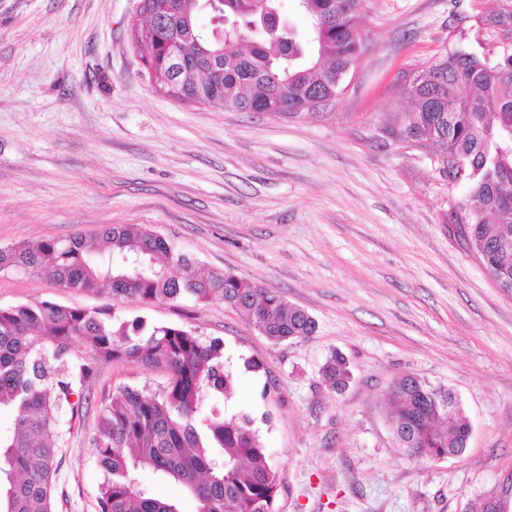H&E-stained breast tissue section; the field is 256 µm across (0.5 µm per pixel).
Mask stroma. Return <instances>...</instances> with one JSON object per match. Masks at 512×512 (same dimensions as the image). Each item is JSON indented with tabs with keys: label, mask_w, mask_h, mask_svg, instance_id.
Instances as JSON below:
<instances>
[{
	"label": "stroma",
	"mask_w": 512,
	"mask_h": 512,
	"mask_svg": "<svg viewBox=\"0 0 512 512\" xmlns=\"http://www.w3.org/2000/svg\"><path fill=\"white\" fill-rule=\"evenodd\" d=\"M501 4L361 0L360 55L336 105L288 119L158 93L129 37L140 0H0V247L138 225L199 273L278 292L317 330L275 344L218 300L144 304L11 271L0 307L49 299L222 340L233 404L280 476L276 512H479L491 490L512 512V296L443 222L466 183L373 138L410 107L401 72L455 50L502 55L479 25ZM335 353L351 371L340 391L321 378ZM406 375L454 393L472 427L460 456L401 448L387 392ZM163 382L98 366L59 450L53 512H98L99 411L119 385Z\"/></svg>",
	"instance_id": "obj_1"
}]
</instances>
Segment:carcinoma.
<instances>
[{
    "label": "carcinoma",
    "instance_id": "obj_1",
    "mask_svg": "<svg viewBox=\"0 0 512 512\" xmlns=\"http://www.w3.org/2000/svg\"><path fill=\"white\" fill-rule=\"evenodd\" d=\"M308 21L300 35L281 23L263 24L252 0H177L161 9L150 32L132 33L140 59L159 74L174 73L178 89L194 97L208 88L207 105L269 112L285 118L316 113V101L340 94L360 52L359 0H295ZM226 17L222 32L250 35L247 49L226 46L198 15ZM177 40L192 61L174 70L167 45ZM224 49V63L205 53ZM405 115L380 124L383 143L435 147L463 166L469 199L447 216L462 225L467 250L488 262L512 290V53L492 61L470 52L445 54L413 70L402 85ZM51 285L89 290L102 283L143 302L221 300L244 313L274 343L311 335L314 318L275 291L231 271L201 275L173 242L152 230L105 226L91 245L81 237L0 248V272ZM123 360L161 374L156 390L123 386L101 409L93 444L103 471L100 512H183L182 502L153 494L148 472L178 484L195 512H275L280 481L254 420L218 406L234 378L223 342L145 319L51 301L0 308V512H53L58 448L82 418L86 384L101 362ZM332 390L351 371L332 354L321 369ZM450 391L415 376L398 379L391 422L411 456L434 459L464 450L470 424Z\"/></svg>",
    "mask_w": 512,
    "mask_h": 512
}]
</instances>
